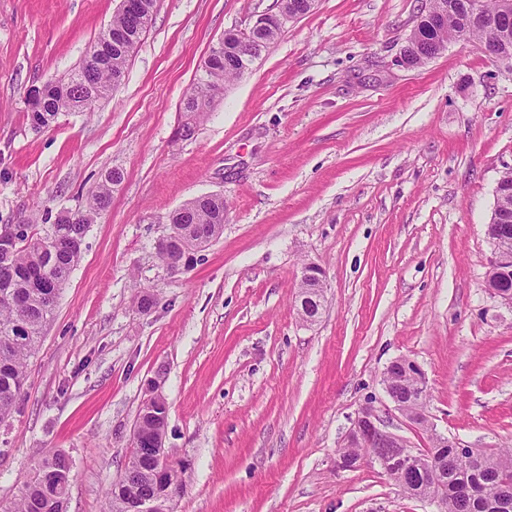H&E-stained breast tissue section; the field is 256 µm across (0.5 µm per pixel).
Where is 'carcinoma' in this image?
Returning a JSON list of instances; mask_svg holds the SVG:
<instances>
[{
	"label": "carcinoma",
	"mask_w": 512,
	"mask_h": 512,
	"mask_svg": "<svg viewBox=\"0 0 512 512\" xmlns=\"http://www.w3.org/2000/svg\"><path fill=\"white\" fill-rule=\"evenodd\" d=\"M155 0H138V7L117 12L110 22L112 40L97 38L96 64H82L69 74L67 100L52 98L41 111L28 116L36 129L48 128L58 115L85 109L95 95L108 98L125 75L131 53L151 21ZM283 31L281 23L272 18L262 31L254 34L256 53H261ZM491 31L497 33L500 49L512 55V16L499 12L498 0H428L414 21L403 48L412 55V64L422 65L435 57L439 46L459 39L484 40ZM241 33L229 31L220 42V50L205 62L204 73L185 98L188 112H201L215 98L224 94V84L237 79L248 70L250 62L241 58L238 42ZM123 174L109 171L98 184L88 207L79 215L58 212L54 224L45 234L33 233L18 244L0 246V421L8 418L24 393L26 362L35 352L43 327L53 316L62 289L81 257V247L90 224L109 207L113 189L120 185ZM498 210L511 222L497 224L493 232L500 245L512 252V194L498 199ZM180 231L204 241H214L224 232V199L195 197L184 202L170 217ZM180 240L163 238L157 244V256L164 265L180 252ZM391 392L406 404L412 414L425 411L427 390L420 387L412 364L396 359L386 368ZM167 404H156L138 419L141 435L130 451L124 477L131 479L136 494L154 499L168 475L161 472L155 460V447L166 428ZM432 446L425 457L434 458L448 479L461 485L473 483L478 493L472 496L459 491L443 501L444 512H493V505L507 491H512V448L497 451L478 450L471 468L462 470L457 464L458 446L431 438ZM340 452L352 463L361 460L375 464L385 458L389 448H373L365 444L345 445ZM73 477V465L63 452L45 454L26 482L13 512H66L67 493L57 489L61 478ZM410 496L430 497L431 489H421L422 475L416 466L404 468L395 480ZM129 487L123 480L113 481L107 490V512H130Z\"/></svg>",
	"instance_id": "cac0c4a2"
}]
</instances>
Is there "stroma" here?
<instances>
[{
    "mask_svg": "<svg viewBox=\"0 0 512 512\" xmlns=\"http://www.w3.org/2000/svg\"><path fill=\"white\" fill-rule=\"evenodd\" d=\"M279 3L156 0L111 97L36 129L29 88L77 69L119 0H0V225L46 231L47 212L85 209L123 173L0 422V512L51 448L73 463L67 512H104L151 379L182 472L175 512H434L376 465L337 469L367 406L417 448L435 432L512 444V306L486 289L512 68L473 40L401 67L421 0H315L186 111L211 48ZM212 193L223 235L169 273L170 214ZM308 263L326 274L312 324L296 309ZM401 356L425 374L428 427L384 390Z\"/></svg>",
    "mask_w": 512,
    "mask_h": 512,
    "instance_id": "1",
    "label": "stroma"
}]
</instances>
